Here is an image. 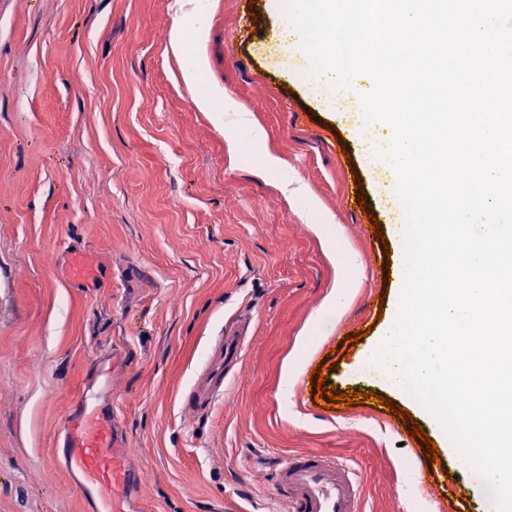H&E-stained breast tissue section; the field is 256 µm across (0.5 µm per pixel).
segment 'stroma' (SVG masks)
Returning <instances> with one entry per match:
<instances>
[{
  "instance_id": "stroma-1",
  "label": "stroma",
  "mask_w": 512,
  "mask_h": 512,
  "mask_svg": "<svg viewBox=\"0 0 512 512\" xmlns=\"http://www.w3.org/2000/svg\"><path fill=\"white\" fill-rule=\"evenodd\" d=\"M0 0V512H87L52 465L60 419L94 382V357L124 352L109 390L125 452L145 473L144 512H277L273 465L318 450L365 478L363 512H449L415 485L418 438L372 401L331 413L279 391L283 360L326 366L327 387L428 416L371 371L366 350L399 301L397 210L356 119L325 110L308 66L278 65L283 14L258 0ZM204 29V85L248 110L216 123L180 81L173 27ZM352 160L342 167L339 145ZM279 159L264 167L266 155ZM304 195L288 202L284 180ZM363 196L382 239L367 240ZM330 221L335 245L311 230ZM354 251L360 286L320 320ZM79 252L95 279L68 266ZM370 329L349 340L353 323ZM244 348L224 398L182 406L228 325ZM318 342L298 351L300 331Z\"/></svg>"
}]
</instances>
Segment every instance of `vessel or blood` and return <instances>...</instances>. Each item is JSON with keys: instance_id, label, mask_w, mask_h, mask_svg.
Masks as SVG:
<instances>
[{"instance_id": "obj_1", "label": "vessel or blood", "mask_w": 512, "mask_h": 512, "mask_svg": "<svg viewBox=\"0 0 512 512\" xmlns=\"http://www.w3.org/2000/svg\"><path fill=\"white\" fill-rule=\"evenodd\" d=\"M239 336L219 337L183 405L207 413L224 395V362L238 359ZM124 444L118 408L112 399L89 392L63 418L56 438L54 466L72 480L87 512H130L129 500L144 481L143 472L121 452ZM416 480L423 494L455 500L443 463L420 457ZM363 478L335 456L315 451L290 455L275 470L273 495L281 512H361Z\"/></svg>"}]
</instances>
